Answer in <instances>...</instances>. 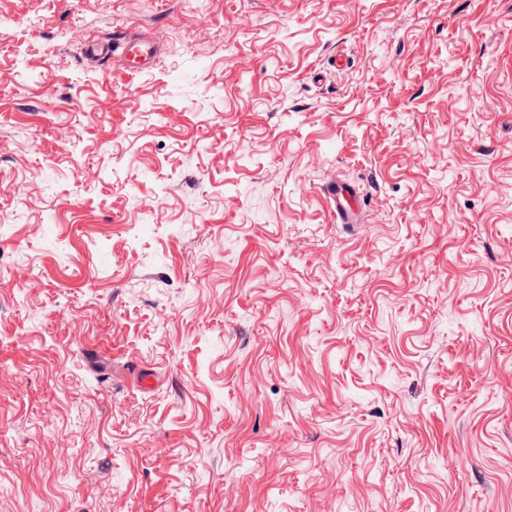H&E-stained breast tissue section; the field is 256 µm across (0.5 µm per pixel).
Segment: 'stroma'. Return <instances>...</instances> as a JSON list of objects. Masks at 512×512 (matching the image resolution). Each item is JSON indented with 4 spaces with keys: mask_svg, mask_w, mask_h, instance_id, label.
Segmentation results:
<instances>
[{
    "mask_svg": "<svg viewBox=\"0 0 512 512\" xmlns=\"http://www.w3.org/2000/svg\"><path fill=\"white\" fill-rule=\"evenodd\" d=\"M0 212V512H512V0H0ZM118 45L121 47L120 58L128 60L129 55L136 62L137 69L146 66H153L158 61V52L155 45L144 38L137 37L131 33L122 32L118 38ZM325 195L332 200L331 213L337 224H363L364 208L361 194L350 184L332 182Z\"/></svg>",
    "mask_w": 512,
    "mask_h": 512,
    "instance_id": "35a3bbf8",
    "label": "stroma"
}]
</instances>
